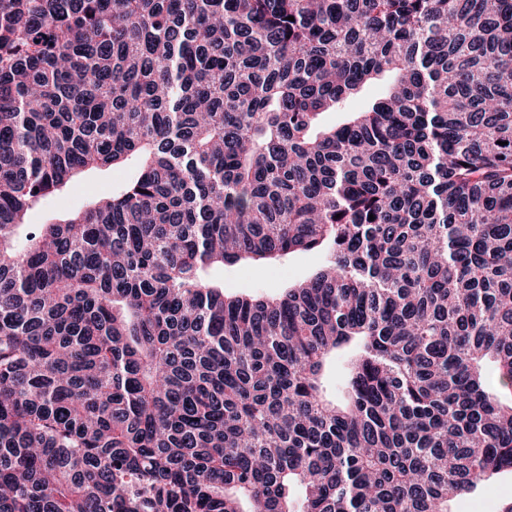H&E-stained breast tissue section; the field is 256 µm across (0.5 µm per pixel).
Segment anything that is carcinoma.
Wrapping results in <instances>:
<instances>
[{
    "label": "carcinoma",
    "mask_w": 512,
    "mask_h": 512,
    "mask_svg": "<svg viewBox=\"0 0 512 512\" xmlns=\"http://www.w3.org/2000/svg\"><path fill=\"white\" fill-rule=\"evenodd\" d=\"M296 252L278 297L208 276ZM504 470L512 0H0V512H449ZM124 169L112 167L99 173H87L73 179L64 194L38 207L28 215V224H45L51 219L61 218L85 207L89 202L105 195L107 191L122 181Z\"/></svg>",
    "instance_id": "obj_1"
}]
</instances>
